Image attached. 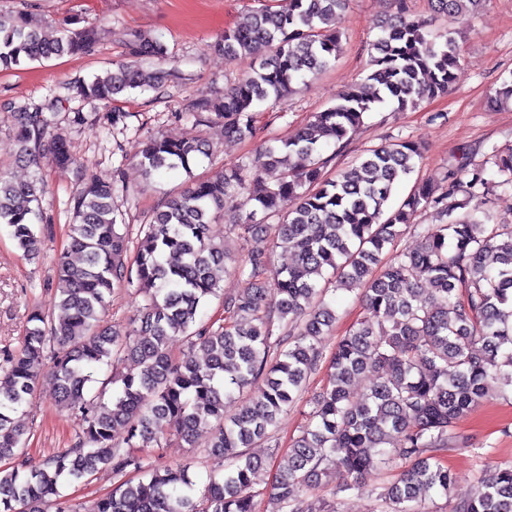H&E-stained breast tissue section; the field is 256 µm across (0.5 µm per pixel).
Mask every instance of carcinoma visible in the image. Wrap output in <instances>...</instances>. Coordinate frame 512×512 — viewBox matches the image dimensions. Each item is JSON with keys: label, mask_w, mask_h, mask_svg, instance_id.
Instances as JSON below:
<instances>
[{"label": "carcinoma", "mask_w": 512, "mask_h": 512, "mask_svg": "<svg viewBox=\"0 0 512 512\" xmlns=\"http://www.w3.org/2000/svg\"><path fill=\"white\" fill-rule=\"evenodd\" d=\"M257 3L210 45L228 61L254 59L251 72L222 96L190 100L178 118L220 124L226 138L253 139L258 104L281 101L336 62L342 38L330 20L351 0ZM429 3L434 13L455 21L478 15L489 0ZM96 35L85 28L47 37L20 15L0 14V69L83 54ZM131 43L133 59L73 86L77 98L103 108L94 119L112 127L126 118L106 111L115 96L155 91L174 77L164 68L169 52L160 39L134 32ZM368 53L365 82L372 95L342 92L287 140L267 144L253 163L226 166L163 200L131 260L114 204L128 189L115 177L81 179L70 200L69 242L55 255V280L45 288L60 315L34 306L20 348L0 358V461H9L0 467V512H255L253 486L262 461L245 449L270 438L316 370L320 336L336 320L321 299L329 268L336 289L360 291L367 316L336 344L315 403L316 424L293 441L269 494L272 512H317L297 497L330 474L339 479L340 492L361 489L362 474L378 455L405 463L380 494L390 512H420L422 495L448 494L453 476L440 451L454 441L457 420L493 394H512V225L484 208L492 181L479 167L466 181L451 170L439 184L417 183L389 208L420 156L414 141L368 149L356 165L324 175L329 158L322 157L323 147H343L373 104L391 102L403 112L445 94L462 60L457 38L408 16L404 0L382 21ZM510 103L512 78L488 98L492 110ZM55 108L11 106L18 138L59 166H75L65 138L43 146ZM140 154L145 174L160 176L189 168L208 149L198 138L149 137ZM277 165L280 177L270 184L262 171ZM494 165L497 185L512 188V148L495 151ZM239 196L251 205L238 221L240 239L275 220L279 246L293 252L294 262L277 270L267 249L249 251L234 269L243 286L224 298V317L204 319L200 307L219 295L228 272L224 243L215 241L212 224L224 217V201ZM32 202H39L35 184L0 173V224L25 257L43 246L35 227L43 216ZM426 208L437 210L442 223L422 229L420 246L383 262L386 249ZM125 285L137 288L143 304L121 333L101 324V313L107 297ZM272 300L288 325V334L277 338L264 315ZM176 336L186 344L179 358L169 349ZM127 360L135 368L109 380L118 385L115 394L106 396L104 388L89 393L91 369ZM366 369L377 379L355 401L350 383ZM45 372L55 379L57 402L79 417L80 428L71 447L32 467L24 453L27 429L15 414ZM244 392L250 396L224 420V400ZM163 424L191 448L200 429H215L209 454L228 465L209 475L197 502L189 466L158 467L143 454L162 447L156 428ZM117 428L126 431L119 442ZM394 434L399 443L390 448ZM102 468L141 478L87 502L61 501L64 485ZM451 512H512V462L480 469L471 494L452 503Z\"/></svg>", "instance_id": "1"}]
</instances>
